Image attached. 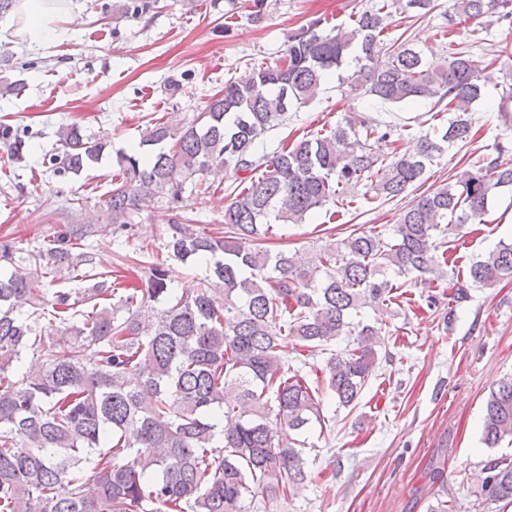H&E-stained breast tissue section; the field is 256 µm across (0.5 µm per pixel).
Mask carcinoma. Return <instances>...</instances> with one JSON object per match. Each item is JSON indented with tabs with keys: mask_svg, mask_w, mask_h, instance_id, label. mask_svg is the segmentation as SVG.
Wrapping results in <instances>:
<instances>
[{
	"mask_svg": "<svg viewBox=\"0 0 512 512\" xmlns=\"http://www.w3.org/2000/svg\"><path fill=\"white\" fill-rule=\"evenodd\" d=\"M434 9V0H372L354 24L317 17L289 40L279 66H252L224 82L198 122L146 127L139 150L122 153L104 206L112 232L130 240L145 197L183 202L187 182L204 194L206 177L242 172L224 207V230H198L167 214L165 254H117L107 274L78 242L92 236L70 224L54 246L29 254L34 276L0 240V512H245L247 496L294 497L308 481L302 436L325 425L323 399L356 405L372 375L378 331L353 322L367 305L393 304L392 279L412 275L424 288L448 279L440 237L482 221L488 198L512 188L505 147L483 154L453 183L408 205L386 240L354 229L306 258L265 247L274 224L333 220L347 189L366 183L391 199L405 193L446 148L474 139L471 106L483 96L482 68L469 45L453 42L442 61L405 39L385 40L399 7ZM467 20L512 17V0H453ZM373 103L428 105L448 124L405 151L384 152L397 125L348 116L325 134L304 136L255 158L257 141L288 109L312 101L331 74ZM62 152L48 163L78 174L99 163L110 140L86 138L76 124L58 131ZM0 140L23 159L25 135L8 126ZM171 258L206 262L192 295L167 283ZM145 279L126 275L128 260ZM76 278L91 287L49 290ZM512 280V243L498 244L452 282L453 298L473 286ZM159 308L145 315L142 308ZM54 328L44 334L42 323ZM351 348L326 361V386L312 387L280 355L291 338L314 357L350 332ZM37 370L16 377L27 354ZM482 441L512 444V375L484 404ZM488 505H512V456L489 460L479 478Z\"/></svg>",
	"mask_w": 512,
	"mask_h": 512,
	"instance_id": "obj_1",
	"label": "carcinoma"
}]
</instances>
